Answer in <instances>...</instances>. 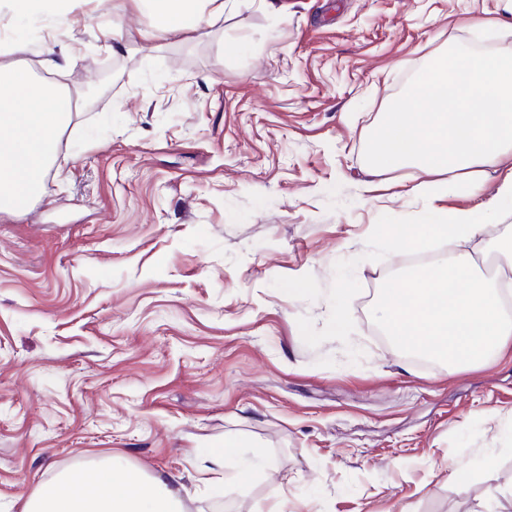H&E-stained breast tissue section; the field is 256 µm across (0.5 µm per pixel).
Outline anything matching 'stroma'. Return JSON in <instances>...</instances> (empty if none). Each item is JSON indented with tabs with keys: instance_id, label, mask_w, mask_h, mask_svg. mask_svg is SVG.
<instances>
[{
	"instance_id": "35a3bbf8",
	"label": "stroma",
	"mask_w": 512,
	"mask_h": 512,
	"mask_svg": "<svg viewBox=\"0 0 512 512\" xmlns=\"http://www.w3.org/2000/svg\"><path fill=\"white\" fill-rule=\"evenodd\" d=\"M149 25L130 0H0V64L80 93L115 71L0 211V512L108 461L181 477L186 512H512V347L426 368L378 312L400 254L377 227L475 208L500 173L479 198L369 173L432 57H512V0H230L186 37ZM228 438L262 464L215 493L195 463Z\"/></svg>"
}]
</instances>
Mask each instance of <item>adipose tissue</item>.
<instances>
[{"instance_id":"ef3b65f1","label":"adipose tissue","mask_w":512,"mask_h":512,"mask_svg":"<svg viewBox=\"0 0 512 512\" xmlns=\"http://www.w3.org/2000/svg\"><path fill=\"white\" fill-rule=\"evenodd\" d=\"M151 18L149 37L192 33L223 14L224 0H132ZM70 91L35 81L26 69L0 64V211L22 210L40 188L56 152V137L73 112ZM426 111H416L417 103ZM417 166L434 176L454 174L470 195H480L483 172L501 173L498 197L512 198V58L451 52L431 59L407 96L396 101L371 143L373 175ZM486 226L475 211L449 224H398L396 248L420 251L431 241L458 248L445 264L426 265L392 279L379 307L394 342L452 365L479 363L512 345V319L502 305L512 296V275L486 277L470 248ZM180 481L147 477L106 464L40 484L24 512H184Z\"/></svg>"}]
</instances>
